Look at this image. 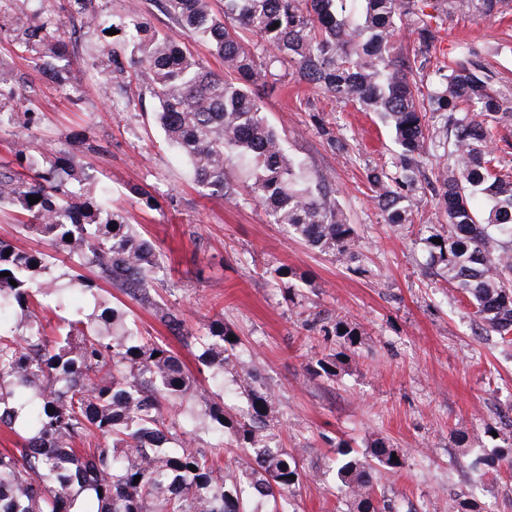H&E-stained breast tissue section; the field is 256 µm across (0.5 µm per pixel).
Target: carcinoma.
<instances>
[{
  "label": "carcinoma",
  "instance_id": "carcinoma-1",
  "mask_svg": "<svg viewBox=\"0 0 512 512\" xmlns=\"http://www.w3.org/2000/svg\"><path fill=\"white\" fill-rule=\"evenodd\" d=\"M68 2L70 14L88 26L117 31L103 95L124 84L133 68L158 103L164 140L197 185L261 203L274 223L324 252L354 256L355 231L331 190L311 180L264 115L256 87L278 81L275 65L289 64L300 80L380 115L392 128L399 146L392 171L366 175L392 224L409 222L420 207L422 164L438 136L432 120L443 121L454 161L437 171L435 182L448 229L430 228L425 241L486 329L512 342V171L491 149L498 127L512 121V90L496 87L475 50L437 68L425 92L410 79L430 62L434 46L435 16L424 12L426 0H359L355 21L345 14L344 0H224L221 15L213 13L211 0H164L171 22L224 62L223 75L181 43L147 33L135 7L105 25L91 9L93 0ZM14 4L0 0V37L66 90L68 70L56 62L76 43L65 22L45 13L13 26ZM444 6L495 17L512 9V0H433L434 10ZM400 28L414 36L411 58H391ZM36 97L23 75L0 65V130L37 125ZM31 196L40 201L30 204ZM103 196L63 148L37 158L24 146L12 166H0V205L17 208L22 228L74 262L56 275L52 256L0 239V273H10L0 276V312L8 308L16 317L0 328V429L16 434L21 420L30 430L18 453L0 452V512H84L82 495L96 500V512H253L254 500L267 505L265 512H297L294 494L306 474L298 449L269 441L273 388H258L256 376L246 375L240 387L249 397L247 410H226L197 386L174 352L127 327L116 307L70 320L55 336L45 332L41 296L92 290L102 280L151 304L152 292L168 278L156 247ZM82 266L94 269L96 278L79 273ZM158 313L170 331L203 348V365L218 374L235 366L239 339L229 340L224 318L195 336L180 311ZM320 332L348 350L360 344L358 328L342 319ZM343 356L318 360L314 372L336 375ZM192 429L212 434L217 444L198 446ZM226 432L232 447L253 457L230 483ZM336 454L332 470L346 512H393L375 471L400 472L404 452L377 439L371 462L347 448Z\"/></svg>",
  "mask_w": 512,
  "mask_h": 512
}]
</instances>
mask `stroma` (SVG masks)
<instances>
[{
    "label": "stroma",
    "instance_id": "1",
    "mask_svg": "<svg viewBox=\"0 0 512 512\" xmlns=\"http://www.w3.org/2000/svg\"><path fill=\"white\" fill-rule=\"evenodd\" d=\"M75 32L79 56L70 62L64 95L15 56L9 41H0V61L38 87L41 114L27 140L0 132V162L23 143L34 154L44 147L74 153L110 188L113 208L156 244L170 271L159 294L183 312L187 329L197 331L223 313L240 339L242 367L256 369L261 383L277 391V442L300 451L307 478L296 493L297 512H344L330 461L337 449L363 454L380 438L406 454L399 475L377 473L386 498L414 512H457L459 502L471 498L483 512H512V467L503 463L493 471L476 463L512 434V344L486 334L445 273L429 275L420 230L448 223L429 180L420 183L423 201L413 223H386L366 180L368 169L389 168L398 150L380 117L286 72L261 93L288 151L335 189L357 232L361 259L352 266L273 223L261 205L203 195L165 145L149 93L130 81L112 100L102 98L91 58L106 36L83 26ZM471 49L512 85V13L502 19L457 13L439 21L433 59L459 58ZM323 126L347 150L327 141ZM82 132L100 152L79 143ZM134 185L150 186L158 207L141 206L130 192ZM278 269L288 277L276 279ZM288 293L293 303L285 302ZM103 300L122 306L128 326L166 344L226 409L245 408L248 397L233 373L221 376L203 366L199 346L185 345L151 309L111 285L93 294L63 291L51 303L47 331ZM338 317L358 328L360 344L335 376L312 374L317 360L339 346L311 326ZM462 434L467 444H458Z\"/></svg>",
    "mask_w": 512,
    "mask_h": 512
}]
</instances>
